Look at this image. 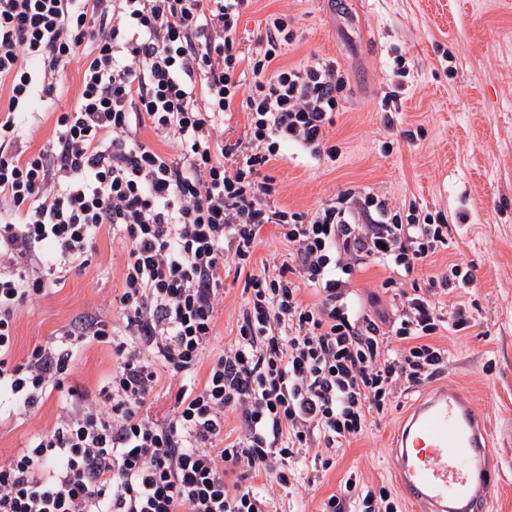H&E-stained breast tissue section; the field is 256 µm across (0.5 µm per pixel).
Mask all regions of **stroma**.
Returning <instances> with one entry per match:
<instances>
[{
  "mask_svg": "<svg viewBox=\"0 0 512 512\" xmlns=\"http://www.w3.org/2000/svg\"><path fill=\"white\" fill-rule=\"evenodd\" d=\"M350 6L347 20L329 14L324 0H252L241 20L248 48L267 16L288 14L298 37L280 65L333 59L348 76L344 107L328 128L340 157L317 162L292 153L271 162L276 201L290 211L308 212L340 190L364 188L397 205L413 202L446 216L450 248L436 253L414 277L423 284L448 263L471 266L473 287L456 289L441 303L465 304L478 326L464 333L444 329L435 337L448 352V366L435 383L465 391L490 425L499 468L489 512H512V0H350ZM399 51L408 70L403 78L394 61ZM397 84L402 105L389 128L379 101ZM79 87V72L69 68L63 93L43 109L31 149L51 138L57 112L72 105ZM405 130L418 132L417 142L402 139ZM387 142L392 151H384ZM121 263L120 242L102 234L91 265L70 272L20 311L16 358L61 333L84 310L111 318ZM242 288L239 282L224 283L216 345L235 340ZM114 363L107 345L87 344L76 355L68 383L97 390ZM420 395L409 391L384 415L370 419L363 435L336 453L330 469H317L309 459L299 463L295 489H282L270 474L254 478L269 512H321L324 500L340 492L351 474L364 486L393 487L389 435ZM58 411L54 393L30 418L0 420V462L52 425Z\"/></svg>",
  "mask_w": 512,
  "mask_h": 512,
  "instance_id": "1",
  "label": "stroma"
}]
</instances>
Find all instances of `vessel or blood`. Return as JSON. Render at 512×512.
<instances>
[{
	"label": "vessel or blood",
	"instance_id": "1",
	"mask_svg": "<svg viewBox=\"0 0 512 512\" xmlns=\"http://www.w3.org/2000/svg\"><path fill=\"white\" fill-rule=\"evenodd\" d=\"M395 483L423 512H488L496 456L463 391L444 386L414 404L394 441Z\"/></svg>",
	"mask_w": 512,
	"mask_h": 512
}]
</instances>
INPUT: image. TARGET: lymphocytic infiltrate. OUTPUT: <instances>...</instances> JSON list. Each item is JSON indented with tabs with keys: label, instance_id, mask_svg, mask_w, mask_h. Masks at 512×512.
Returning a JSON list of instances; mask_svg holds the SVG:
<instances>
[{
	"label": "lymphocytic infiltrate",
	"instance_id": "1",
	"mask_svg": "<svg viewBox=\"0 0 512 512\" xmlns=\"http://www.w3.org/2000/svg\"><path fill=\"white\" fill-rule=\"evenodd\" d=\"M249 2L0 0V413L27 418L65 394L55 423L0 464V512H267L248 474L275 473L285 488L300 459L330 467L369 418L443 372L441 328L477 325L465 304L439 303L473 286L470 267L411 279L450 246L442 213L352 188L312 212L276 204L270 161L291 147L339 157L326 128L348 77L331 59L279 65L296 39L284 14L242 49ZM74 64V104L29 151ZM239 110L246 130L226 137ZM270 224L289 252L256 272ZM105 228L124 247L112 319L84 313L14 361L20 310L90 265ZM371 264L390 272V307L352 287ZM231 275L244 279V303L220 349ZM89 341L110 345L115 369L97 392L65 388ZM162 389L173 405L159 420L150 408ZM228 411L243 428L231 442ZM354 498L360 512H397L389 490L353 475L322 512H347Z\"/></svg>",
	"mask_w": 512,
	"mask_h": 512
}]
</instances>
